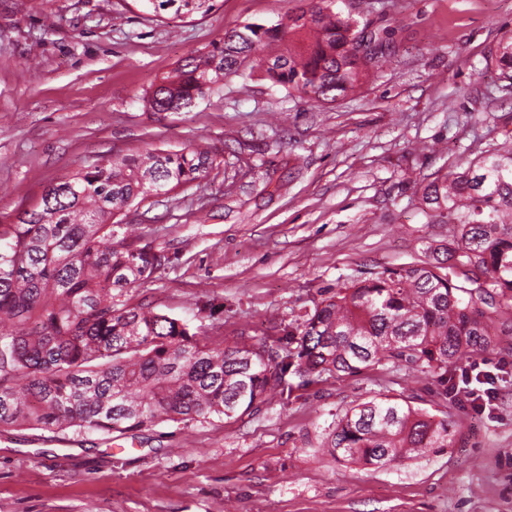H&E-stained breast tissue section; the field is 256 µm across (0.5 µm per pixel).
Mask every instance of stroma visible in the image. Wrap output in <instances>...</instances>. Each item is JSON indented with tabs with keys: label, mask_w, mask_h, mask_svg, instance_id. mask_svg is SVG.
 Segmentation results:
<instances>
[{
	"label": "stroma",
	"mask_w": 512,
	"mask_h": 512,
	"mask_svg": "<svg viewBox=\"0 0 512 512\" xmlns=\"http://www.w3.org/2000/svg\"><path fill=\"white\" fill-rule=\"evenodd\" d=\"M311 5L215 0L206 16L159 21L136 0H0V221L95 156L207 148L219 167L130 214L135 245L169 262L129 296L226 340L243 329L274 340L342 284L446 245L448 225L431 222L418 190L460 151L512 140V87L485 61L512 31V0H337L394 49L354 93L316 105L257 70L187 109L147 106L225 31ZM488 358L509 363L491 419L385 365L236 419L0 431V512H512V345ZM384 395L449 414L454 443L393 468L321 448L333 416Z\"/></svg>",
	"instance_id": "obj_1"
}]
</instances>
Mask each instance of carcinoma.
Instances as JSON below:
<instances>
[{"label": "carcinoma", "mask_w": 512, "mask_h": 512, "mask_svg": "<svg viewBox=\"0 0 512 512\" xmlns=\"http://www.w3.org/2000/svg\"><path fill=\"white\" fill-rule=\"evenodd\" d=\"M158 19L204 15L215 0H139ZM318 0L266 26L224 33L148 97L188 108L247 68L286 92L334 102L380 68L389 48ZM512 85V36L496 49ZM219 165L208 150L97 156L50 185V201L0 224V431L39 427L125 433L165 421L242 416L270 395L375 366L415 368L448 397V368L512 336V148L421 186L420 201L455 239L428 259L336 289L294 316L273 343L246 331L226 345L148 304L124 300L167 261L128 243L127 213ZM299 379L293 383L291 378ZM453 422L388 395L333 418L320 447L344 463L393 467L454 440Z\"/></svg>", "instance_id": "cac0c4a2"}]
</instances>
